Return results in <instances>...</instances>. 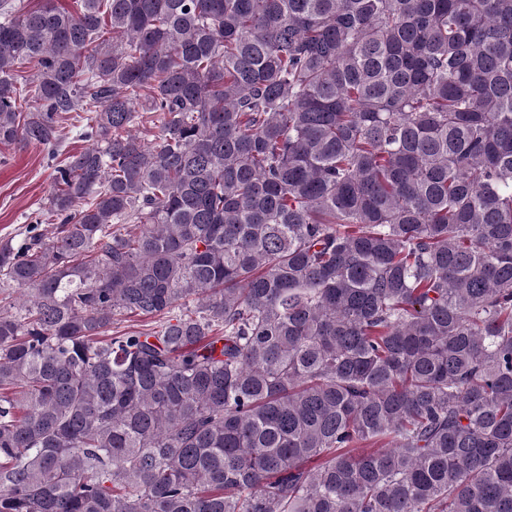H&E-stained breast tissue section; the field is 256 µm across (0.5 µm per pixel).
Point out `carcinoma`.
<instances>
[{"label":"carcinoma","mask_w":512,"mask_h":512,"mask_svg":"<svg viewBox=\"0 0 512 512\" xmlns=\"http://www.w3.org/2000/svg\"><path fill=\"white\" fill-rule=\"evenodd\" d=\"M71 133L0 512H512V0H0V145Z\"/></svg>","instance_id":"obj_1"}]
</instances>
